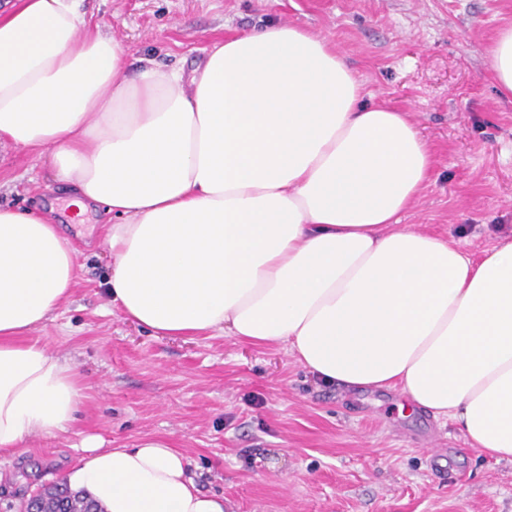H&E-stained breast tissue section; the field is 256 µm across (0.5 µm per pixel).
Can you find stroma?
<instances>
[{
	"label": "stroma",
	"mask_w": 512,
	"mask_h": 512,
	"mask_svg": "<svg viewBox=\"0 0 512 512\" xmlns=\"http://www.w3.org/2000/svg\"><path fill=\"white\" fill-rule=\"evenodd\" d=\"M143 59L192 72L217 39L285 22L327 37L376 99L411 113L430 140V184L404 223L480 255L512 234V97L485 49L512 23V0H81ZM67 198L39 154L0 144V206ZM64 232L79 271L68 302L29 334L70 358L87 397L69 432L0 457V512H24L78 462L89 435L123 448L147 436L187 457L197 486L230 512H512V462L470 448L453 424L407 410L397 391L325 385L283 345L225 335L153 336L111 306L106 219Z\"/></svg>",
	"instance_id": "35a3bbf8"
}]
</instances>
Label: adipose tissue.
I'll return each instance as SVG.
<instances>
[{"instance_id": "ef3b65f1", "label": "adipose tissue", "mask_w": 512, "mask_h": 512, "mask_svg": "<svg viewBox=\"0 0 512 512\" xmlns=\"http://www.w3.org/2000/svg\"><path fill=\"white\" fill-rule=\"evenodd\" d=\"M125 54L77 0L0 10V141L47 158L71 219L111 214L112 305L157 336L289 346L324 382L400 390L512 461V235L475 259L402 223L433 171L410 113L287 23L216 43L189 77L149 60L124 77ZM487 56L512 95V25ZM77 259L46 216L0 208V455L67 432L85 397L70 359L21 340ZM82 450L63 480L103 512H225L165 439Z\"/></svg>"}]
</instances>
